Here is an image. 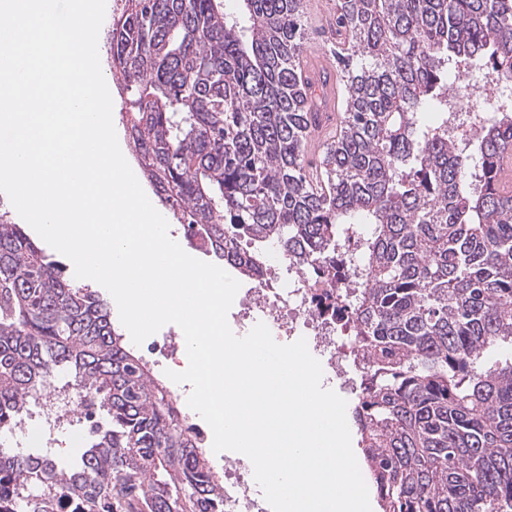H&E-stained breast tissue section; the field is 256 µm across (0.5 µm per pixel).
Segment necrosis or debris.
Wrapping results in <instances>:
<instances>
[{
	"mask_svg": "<svg viewBox=\"0 0 512 512\" xmlns=\"http://www.w3.org/2000/svg\"><path fill=\"white\" fill-rule=\"evenodd\" d=\"M238 321L263 319L273 338L288 341L304 338L322 365L324 374L353 390L357 381L348 366L357 353L348 341L337 338L347 319L343 302L333 300L329 286L314 282L310 274L290 264L286 255L274 253L265 260V273L254 278L240 299ZM225 512H271L262 492L254 484L250 460L224 458Z\"/></svg>",
	"mask_w": 512,
	"mask_h": 512,
	"instance_id": "1",
	"label": "necrosis or debris"
}]
</instances>
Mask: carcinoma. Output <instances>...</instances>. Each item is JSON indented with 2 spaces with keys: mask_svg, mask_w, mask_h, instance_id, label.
Instances as JSON below:
<instances>
[{
  "mask_svg": "<svg viewBox=\"0 0 512 512\" xmlns=\"http://www.w3.org/2000/svg\"><path fill=\"white\" fill-rule=\"evenodd\" d=\"M120 0L107 65L129 146L188 244L252 280L276 246L337 283L366 354L352 416L382 512H512V0H336L344 99L302 75L303 0ZM496 112L448 147V77ZM436 112L434 124L422 113ZM108 422L68 466L0 448V512H224V479L97 291L0 215V429L53 372Z\"/></svg>",
  "mask_w": 512,
  "mask_h": 512,
  "instance_id": "1",
  "label": "carcinoma"
}]
</instances>
